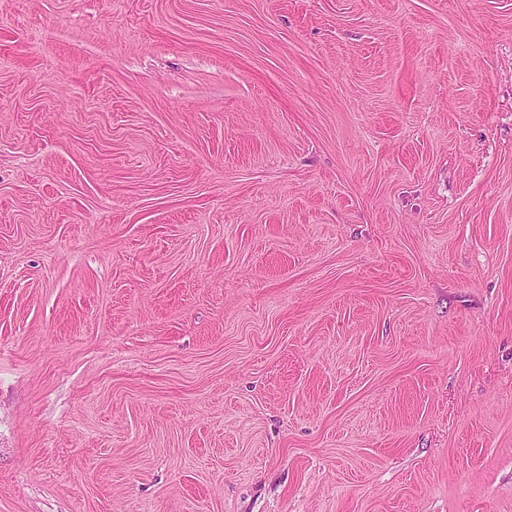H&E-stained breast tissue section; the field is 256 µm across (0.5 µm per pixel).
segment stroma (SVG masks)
<instances>
[{"label": "stroma", "mask_w": 512, "mask_h": 512, "mask_svg": "<svg viewBox=\"0 0 512 512\" xmlns=\"http://www.w3.org/2000/svg\"><path fill=\"white\" fill-rule=\"evenodd\" d=\"M0 512H512V0H0Z\"/></svg>", "instance_id": "obj_1"}]
</instances>
